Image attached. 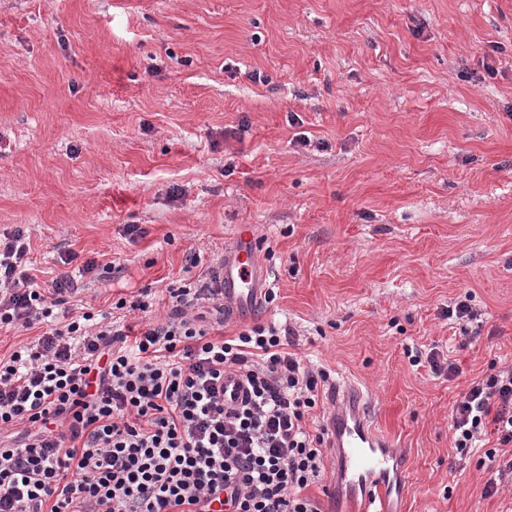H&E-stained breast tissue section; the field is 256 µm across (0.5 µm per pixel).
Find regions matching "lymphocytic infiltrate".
<instances>
[{
	"label": "lymphocytic infiltrate",
	"mask_w": 512,
	"mask_h": 512,
	"mask_svg": "<svg viewBox=\"0 0 512 512\" xmlns=\"http://www.w3.org/2000/svg\"><path fill=\"white\" fill-rule=\"evenodd\" d=\"M29 235L0 239V329L45 325L0 361V512H320L323 468L306 419L329 374L302 366L276 324L219 335L216 276L167 287L169 311L140 334L74 314L81 290L28 274ZM246 385L224 406V379ZM467 455L512 445V366L472 381L451 413Z\"/></svg>",
	"instance_id": "f902f5d3"
}]
</instances>
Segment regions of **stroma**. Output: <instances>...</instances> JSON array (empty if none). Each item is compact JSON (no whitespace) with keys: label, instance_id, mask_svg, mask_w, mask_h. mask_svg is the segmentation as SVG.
<instances>
[{"label":"stroma","instance_id":"35a3bbf8","mask_svg":"<svg viewBox=\"0 0 512 512\" xmlns=\"http://www.w3.org/2000/svg\"><path fill=\"white\" fill-rule=\"evenodd\" d=\"M297 115L289 123V115ZM111 312L252 225L303 365L373 395L401 512H512L450 415L512 365V0H0V232ZM136 224L145 236L125 227ZM477 312L462 336L443 311ZM438 348L459 371L415 356Z\"/></svg>","mask_w":512,"mask_h":512}]
</instances>
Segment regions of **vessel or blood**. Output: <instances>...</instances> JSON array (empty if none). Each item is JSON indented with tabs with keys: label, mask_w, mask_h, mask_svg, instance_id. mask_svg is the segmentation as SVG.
Returning <instances> with one entry per match:
<instances>
[{
	"label": "vessel or blood",
	"mask_w": 512,
	"mask_h": 512,
	"mask_svg": "<svg viewBox=\"0 0 512 512\" xmlns=\"http://www.w3.org/2000/svg\"><path fill=\"white\" fill-rule=\"evenodd\" d=\"M218 276L225 318L248 317L263 303L266 275L249 225H241L225 243ZM370 402V393L354 380L343 378L329 386L325 427L336 456V483L347 512H397L406 480L404 450L374 424Z\"/></svg>",
	"instance_id": "obj_1"
}]
</instances>
